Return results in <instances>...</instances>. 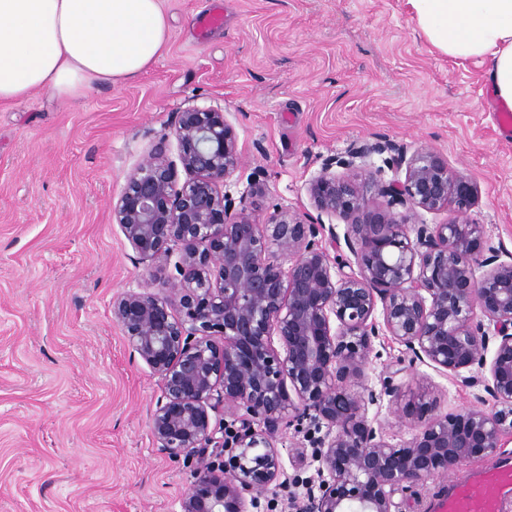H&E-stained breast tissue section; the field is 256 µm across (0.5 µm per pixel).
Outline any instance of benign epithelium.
<instances>
[{
	"label": "benign epithelium",
	"instance_id": "7a95c632",
	"mask_svg": "<svg viewBox=\"0 0 512 512\" xmlns=\"http://www.w3.org/2000/svg\"><path fill=\"white\" fill-rule=\"evenodd\" d=\"M172 135L179 163L167 140L155 144L114 215L140 259L178 252L176 275L161 295L115 298L112 318L161 380L151 418L160 449L197 458L181 512H249L281 476L277 434L306 422L327 431L312 453L318 483H306L299 512H392L396 491L497 453L512 434V253L485 248L483 225L470 220L474 179L432 149L354 145L309 184L316 210L346 221L341 241L335 227L288 211L263 223L235 211L223 187L242 156L220 110L184 109ZM384 153L404 178H363L359 169ZM398 206L406 214L396 216ZM419 209L454 218L420 224L412 239L404 224ZM381 336L437 369H488L458 380L484 391L480 407L439 414L421 395L405 406L419 430L391 443L366 416L379 399L364 380ZM221 405L244 410L239 426H213Z\"/></svg>",
	"mask_w": 512,
	"mask_h": 512
}]
</instances>
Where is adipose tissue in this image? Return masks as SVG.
Returning <instances> with one entry per match:
<instances>
[{"label":"adipose tissue","instance_id":"1","mask_svg":"<svg viewBox=\"0 0 512 512\" xmlns=\"http://www.w3.org/2000/svg\"><path fill=\"white\" fill-rule=\"evenodd\" d=\"M426 40L472 60L512 111V0H409ZM169 34L162 0H0V102L33 92L77 99L95 82L136 80Z\"/></svg>","mask_w":512,"mask_h":512}]
</instances>
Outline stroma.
<instances>
[{"instance_id": "35a3bbf8", "label": "stroma", "mask_w": 512, "mask_h": 512, "mask_svg": "<svg viewBox=\"0 0 512 512\" xmlns=\"http://www.w3.org/2000/svg\"><path fill=\"white\" fill-rule=\"evenodd\" d=\"M224 23L198 38L214 3ZM169 38L137 80L95 83L76 100L39 90L0 104V512H180L196 459L159 450L150 418L158 376L112 319L129 290L161 292L174 258L141 263L113 214L127 176L170 137L177 112L221 110L242 165L226 190L247 213L318 217L309 183L352 145L388 139L430 148L474 178L470 212L485 238L512 252V134L481 68L430 45L408 0H162ZM257 192L246 195L249 182ZM367 416L394 443L411 438L409 399L438 413L474 406L453 374L416 363ZM285 428L282 487L254 512H293L294 477L316 474ZM512 462L496 455L395 493L398 512H435L451 483Z\"/></svg>"}]
</instances>
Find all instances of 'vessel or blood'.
<instances>
[{
  "instance_id": "b4317fda",
  "label": "vessel or blood",
  "mask_w": 512,
  "mask_h": 512,
  "mask_svg": "<svg viewBox=\"0 0 512 512\" xmlns=\"http://www.w3.org/2000/svg\"><path fill=\"white\" fill-rule=\"evenodd\" d=\"M512 494V463H502L488 473H474L454 483L439 512H500L507 495Z\"/></svg>"
}]
</instances>
